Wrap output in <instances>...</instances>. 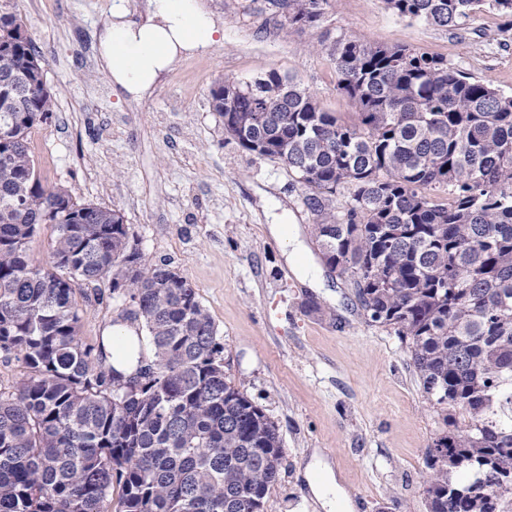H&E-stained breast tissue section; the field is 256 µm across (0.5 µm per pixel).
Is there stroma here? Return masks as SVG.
Returning a JSON list of instances; mask_svg holds the SVG:
<instances>
[{
  "mask_svg": "<svg viewBox=\"0 0 512 512\" xmlns=\"http://www.w3.org/2000/svg\"><path fill=\"white\" fill-rule=\"evenodd\" d=\"M200 2L222 20L223 43L181 60L136 99L101 71L97 33L104 14L139 16L144 0H0L20 14L56 100L39 128L40 173L78 200L121 210L145 262L168 263L196 287L224 338L227 375L283 436L264 512H323L310 489L323 478L309 468L316 451L350 512H430L424 459L438 424L405 345L366 322L350 275L323 271L312 288L286 263L295 231L305 245L297 264L323 263L301 189L280 161L226 139L209 91L272 67L347 114L329 55L345 37L441 55L512 93V20L487 8L449 30L399 18L385 0H329L317 25L299 29L271 0ZM280 223L286 232L273 235ZM78 301L88 340L122 312L91 287Z\"/></svg>",
  "mask_w": 512,
  "mask_h": 512,
  "instance_id": "1",
  "label": "stroma"
}]
</instances>
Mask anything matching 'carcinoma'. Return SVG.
<instances>
[{
  "mask_svg": "<svg viewBox=\"0 0 512 512\" xmlns=\"http://www.w3.org/2000/svg\"><path fill=\"white\" fill-rule=\"evenodd\" d=\"M385 2L451 29L486 5L512 18V0ZM328 4L277 0L292 26ZM330 55L348 118L275 68L215 83L211 108L242 150L288 169L326 267L406 343L440 420L430 512H512V93L417 48L338 38ZM55 108L23 20L0 11V357L22 368L0 386V512H263L278 425L226 375L189 279L144 263L121 211L43 184L30 138ZM102 284L140 307L111 355L80 336L76 294ZM122 355L142 379L129 398Z\"/></svg>",
  "mask_w": 512,
  "mask_h": 512,
  "instance_id": "obj_1",
  "label": "carcinoma"
}]
</instances>
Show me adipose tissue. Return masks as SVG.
I'll use <instances>...</instances> for the list:
<instances>
[{"mask_svg": "<svg viewBox=\"0 0 512 512\" xmlns=\"http://www.w3.org/2000/svg\"><path fill=\"white\" fill-rule=\"evenodd\" d=\"M224 26L196 0H147L137 21L106 16L98 33L100 66L133 95L152 89L175 62L222 42Z\"/></svg>", "mask_w": 512, "mask_h": 512, "instance_id": "obj_1", "label": "adipose tissue"}]
</instances>
